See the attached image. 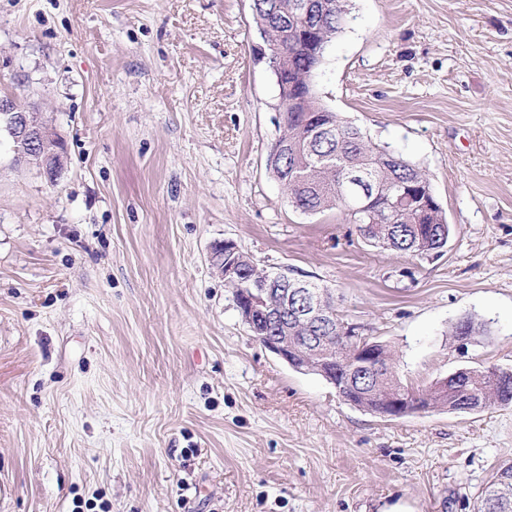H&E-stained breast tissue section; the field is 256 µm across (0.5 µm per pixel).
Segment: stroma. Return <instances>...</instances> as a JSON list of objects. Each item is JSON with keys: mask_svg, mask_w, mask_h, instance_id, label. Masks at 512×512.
<instances>
[{"mask_svg": "<svg viewBox=\"0 0 512 512\" xmlns=\"http://www.w3.org/2000/svg\"><path fill=\"white\" fill-rule=\"evenodd\" d=\"M313 74L425 172L427 259L296 211L251 0H0V95L66 147L56 182L0 136V512H474L512 405L387 420L256 341L212 245L334 289L400 381L512 370V0H348ZM466 317L488 333L458 352Z\"/></svg>", "mask_w": 512, "mask_h": 512, "instance_id": "obj_1", "label": "stroma"}]
</instances>
